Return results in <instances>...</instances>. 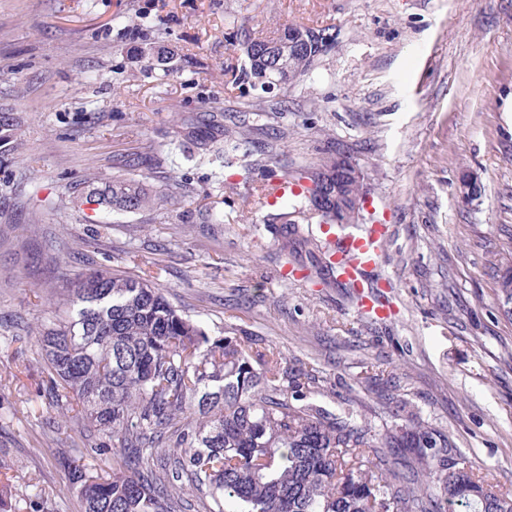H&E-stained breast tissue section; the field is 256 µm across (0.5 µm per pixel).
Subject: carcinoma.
Listing matches in <instances>:
<instances>
[{
    "instance_id": "obj_1",
    "label": "carcinoma",
    "mask_w": 512,
    "mask_h": 512,
    "mask_svg": "<svg viewBox=\"0 0 512 512\" xmlns=\"http://www.w3.org/2000/svg\"><path fill=\"white\" fill-rule=\"evenodd\" d=\"M244 34L243 78L252 111H265L268 87L300 79L316 62L288 60V31ZM19 118L0 105V144ZM243 133L224 125L210 141L235 151ZM312 185L290 199L291 212L271 218L283 247L312 258L309 277L330 285L337 271L313 224H340L336 152L295 176ZM85 202L137 212L174 206L135 178L108 182L89 175ZM154 275L91 269L68 289L67 317L35 336L53 402L81 406L85 430L101 438L95 453L119 449L122 463L89 476L81 458L63 454L84 512H182L176 483L187 480L212 500V512H512V491L495 488L460 461L450 438L419 427L392 426L377 436L349 413L330 415L304 402L316 370H293L281 352L241 332L211 336L158 291ZM498 310L512 320V283L498 276ZM418 469H400V449ZM152 466L141 467L144 455Z\"/></svg>"
}]
</instances>
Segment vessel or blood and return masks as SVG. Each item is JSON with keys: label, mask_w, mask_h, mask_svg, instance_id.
<instances>
[{"label": "vessel or blood", "mask_w": 512, "mask_h": 512, "mask_svg": "<svg viewBox=\"0 0 512 512\" xmlns=\"http://www.w3.org/2000/svg\"><path fill=\"white\" fill-rule=\"evenodd\" d=\"M390 229L381 221H374L360 235H342L334 238L337 259L343 260L342 281L358 284L355 303L362 315L375 318L387 317L390 307L375 291L364 288L363 281L369 270L374 268L381 254L383 242L388 238Z\"/></svg>", "instance_id": "vessel-or-blood-1"}]
</instances>
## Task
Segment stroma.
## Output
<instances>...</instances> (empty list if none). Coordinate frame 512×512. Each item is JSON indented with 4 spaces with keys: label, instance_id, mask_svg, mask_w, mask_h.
<instances>
[{
    "label": "stroma",
    "instance_id": "obj_1",
    "mask_svg": "<svg viewBox=\"0 0 512 512\" xmlns=\"http://www.w3.org/2000/svg\"><path fill=\"white\" fill-rule=\"evenodd\" d=\"M287 24L336 29L301 81L274 91L288 111L249 118L241 28L272 37ZM151 44L167 64L137 70ZM20 123L0 144V450L11 464V512H82L59 465L94 455L73 413L44 390L31 338L61 312L66 280L93 268L157 272L177 309L210 335L233 325L288 363L315 365L308 393L373 433L392 422L365 362L395 369L397 422L447 434L474 472L512 489V320L498 311V265L512 249V0H0V103ZM243 128L239 151L197 149L210 118ZM290 169L336 147L367 198L391 215L369 275L394 319L359 315L347 289L292 269L267 228L281 201L251 209L256 185L280 178L272 130ZM481 203L462 201L463 172ZM175 185L170 208L62 211L88 173Z\"/></svg>",
    "mask_w": 512,
    "mask_h": 512
}]
</instances>
